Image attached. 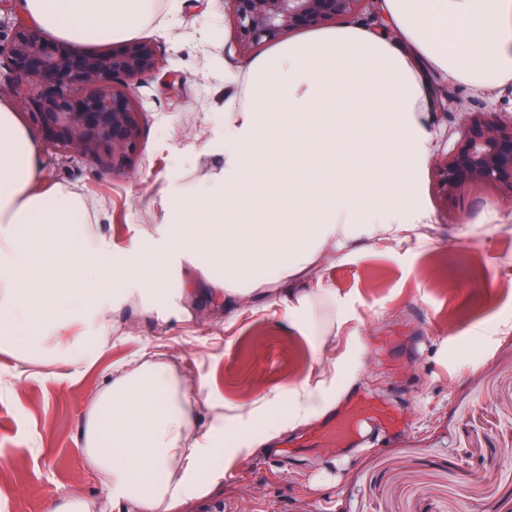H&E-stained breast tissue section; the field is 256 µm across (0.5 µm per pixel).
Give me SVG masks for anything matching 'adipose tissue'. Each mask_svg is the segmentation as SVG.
<instances>
[{
    "mask_svg": "<svg viewBox=\"0 0 512 512\" xmlns=\"http://www.w3.org/2000/svg\"><path fill=\"white\" fill-rule=\"evenodd\" d=\"M22 12L74 50L130 38L154 0H21ZM386 28L317 31L249 60L224 116V165L174 183L163 224L113 263L112 240L74 235L79 195L42 176L35 136L0 104V353L73 381L96 366L134 299L168 294L191 316L205 298L235 315L256 300L285 308L325 357L334 330L318 316L334 290L307 272L338 252L421 241L431 215L417 183L388 170L428 162L438 80L512 85V0H380ZM190 266L191 279L178 277ZM331 381L318 367L225 407L163 346L112 364L89 398L81 445L113 512H173L285 425L306 423ZM287 405V416L276 413Z\"/></svg>",
    "mask_w": 512,
    "mask_h": 512,
    "instance_id": "1",
    "label": "adipose tissue"
}]
</instances>
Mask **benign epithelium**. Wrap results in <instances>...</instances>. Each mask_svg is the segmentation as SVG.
Segmentation results:
<instances>
[{
  "mask_svg": "<svg viewBox=\"0 0 512 512\" xmlns=\"http://www.w3.org/2000/svg\"><path fill=\"white\" fill-rule=\"evenodd\" d=\"M236 42L244 54L301 29L347 15L385 25L378 0H228ZM0 0V96L27 105L44 143L72 159L112 158L121 168L137 150L141 109L137 89L157 65L154 45L134 40L106 53H76L50 42L37 24ZM452 151L438 161L441 190L449 199L469 185L512 194V120L493 121L473 112L464 121Z\"/></svg>",
  "mask_w": 512,
  "mask_h": 512,
  "instance_id": "benign-epithelium-1",
  "label": "benign epithelium"
}]
</instances>
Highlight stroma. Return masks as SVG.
<instances>
[{
    "label": "stroma",
    "instance_id": "obj_1",
    "mask_svg": "<svg viewBox=\"0 0 512 512\" xmlns=\"http://www.w3.org/2000/svg\"><path fill=\"white\" fill-rule=\"evenodd\" d=\"M225 0H158L137 39L154 42L158 66L138 90L142 137L129 164L111 158L51 163L44 173L78 193L87 223L120 249L133 248L146 227L164 223L172 179L193 181L224 165L214 141L235 88L224 80L245 63ZM436 113L432 156L418 173L433 229L427 240L385 243L317 268L335 290L343 323L332 341L337 365L329 404L309 423L289 426L263 451L243 455L227 475L178 505L202 512H512V196L466 188L455 200L440 190L438 160L459 138L470 113L512 119V90L478 92L455 84ZM199 146L181 169L172 153ZM126 339L113 342L99 365L76 381L37 368L16 388L4 385L16 366L0 354V512H50L72 495L112 512L81 446L85 399L112 363L163 346L199 370L228 403L272 385L291 387L316 366L314 337L289 327L284 308L261 303L231 320L208 307L177 319L170 303L144 313L127 305L115 316ZM395 410L394 437L378 436L346 469L327 434L361 401ZM298 458L277 462L275 451Z\"/></svg>",
    "mask_w": 512,
    "mask_h": 512
}]
</instances>
